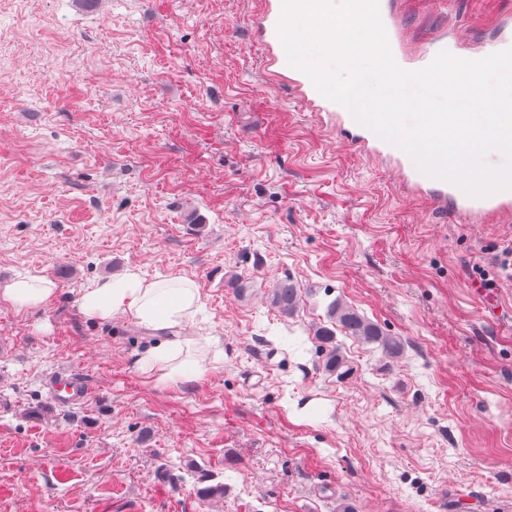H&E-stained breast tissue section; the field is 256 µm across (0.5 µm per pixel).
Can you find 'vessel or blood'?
<instances>
[{"label": "vessel or blood", "mask_w": 512, "mask_h": 512, "mask_svg": "<svg viewBox=\"0 0 512 512\" xmlns=\"http://www.w3.org/2000/svg\"><path fill=\"white\" fill-rule=\"evenodd\" d=\"M378 6L393 59L399 67L409 71L426 68L443 51L458 59L480 60L512 47V23L506 21L501 24L498 36L491 43L473 51H462L458 44L442 37L430 42L417 55L410 56L400 45L395 0H378ZM281 13L282 0H264L256 18L258 34L272 73L281 83L294 90L307 109L326 114L331 120L337 121L340 136L360 153L392 159L403 183L409 189L427 194L439 206L451 207L459 214L476 219L512 211V191L499 192L486 198L470 197L456 185L425 174L406 153L358 123L345 107L322 96L304 72L287 62L277 30ZM48 385L54 402L61 407L80 405L91 393L85 378L71 370L54 372L48 379Z\"/></svg>", "instance_id": "b4317fda"}]
</instances>
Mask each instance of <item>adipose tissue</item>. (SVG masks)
Instances as JSON below:
<instances>
[{"mask_svg": "<svg viewBox=\"0 0 512 512\" xmlns=\"http://www.w3.org/2000/svg\"><path fill=\"white\" fill-rule=\"evenodd\" d=\"M56 292L50 278L32 274L1 286L0 300L27 311L44 306ZM200 299V291L191 280H149L132 271L87 289L80 297V308L84 314L102 320L129 317L161 334V341L143 352L137 364L144 371L160 370L163 379L174 381L201 372L198 362L186 358L192 340L181 333L195 315Z\"/></svg>", "mask_w": 512, "mask_h": 512, "instance_id": "obj_1", "label": "adipose tissue"}]
</instances>
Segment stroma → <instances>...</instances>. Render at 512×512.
<instances>
[{
	"label": "stroma",
	"mask_w": 512,
	"mask_h": 512,
	"mask_svg": "<svg viewBox=\"0 0 512 512\" xmlns=\"http://www.w3.org/2000/svg\"><path fill=\"white\" fill-rule=\"evenodd\" d=\"M261 7L0 0V286L57 288L0 301V512H512V218L462 222L351 151L266 69ZM399 7L413 52L512 19V0ZM130 269L198 285L199 377L141 372L155 336L81 311ZM335 299L403 355L341 335L349 371L323 372ZM61 369L87 403L51 400ZM56 292V285L50 278L32 274L6 283L0 289V298L18 311H27L44 306ZM298 289L288 277L279 281L271 293V304L285 317H291L299 306ZM51 397L59 407H73L84 403L91 393L85 378L72 370L54 372L48 378Z\"/></svg>",
	"instance_id": "35a3bbf8"
}]
</instances>
